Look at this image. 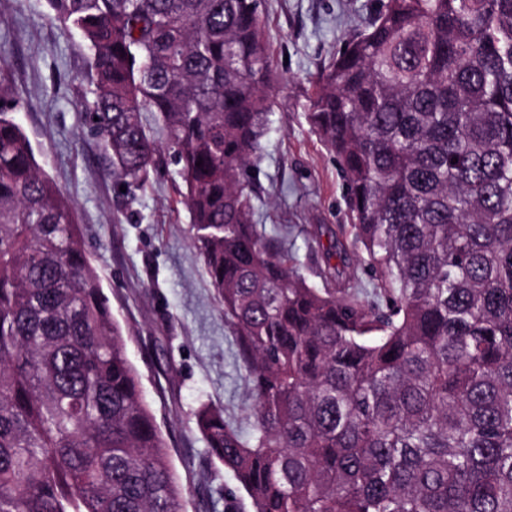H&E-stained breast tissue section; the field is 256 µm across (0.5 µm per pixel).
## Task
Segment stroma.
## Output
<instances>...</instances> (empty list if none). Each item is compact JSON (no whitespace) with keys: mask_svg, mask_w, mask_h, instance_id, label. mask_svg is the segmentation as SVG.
Wrapping results in <instances>:
<instances>
[{"mask_svg":"<svg viewBox=\"0 0 512 512\" xmlns=\"http://www.w3.org/2000/svg\"><path fill=\"white\" fill-rule=\"evenodd\" d=\"M380 0H262L273 67L271 124L248 172L256 223L281 228L300 270L316 279L319 240L348 224L334 156L304 116L313 81ZM89 51L52 17L48 0H0V83L42 170L72 205L84 248L127 337V354L184 489V512H252L233 473L211 459L194 414L205 404L248 428L244 370L194 243L185 187L156 113L142 121L158 152L146 181L121 192L104 140L85 120Z\"/></svg>","mask_w":512,"mask_h":512,"instance_id":"1","label":"stroma"}]
</instances>
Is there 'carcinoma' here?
Returning <instances> with one entry per match:
<instances>
[{
  "label": "carcinoma",
  "instance_id": "carcinoma-1",
  "mask_svg": "<svg viewBox=\"0 0 512 512\" xmlns=\"http://www.w3.org/2000/svg\"><path fill=\"white\" fill-rule=\"evenodd\" d=\"M138 186L159 115L254 422L201 406L253 512H512V0H384L308 96L346 181L322 285L253 223L260 0H48ZM457 162H452V159ZM72 208L0 106V512H183ZM363 264L376 301L351 285Z\"/></svg>",
  "mask_w": 512,
  "mask_h": 512
}]
</instances>
